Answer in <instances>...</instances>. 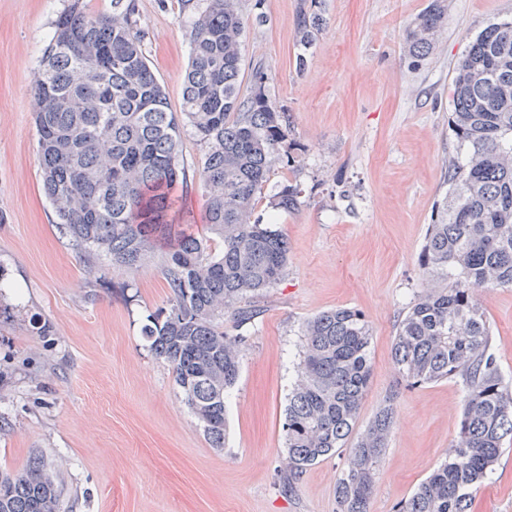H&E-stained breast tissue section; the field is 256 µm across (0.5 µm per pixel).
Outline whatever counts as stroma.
<instances>
[{
  "instance_id": "35a3bbf8",
  "label": "stroma",
  "mask_w": 512,
  "mask_h": 512,
  "mask_svg": "<svg viewBox=\"0 0 512 512\" xmlns=\"http://www.w3.org/2000/svg\"><path fill=\"white\" fill-rule=\"evenodd\" d=\"M73 1L0 0V468L42 454L59 471L58 512H337L346 454L309 467L289 492L275 473L303 325L349 307L371 333L358 424L384 403L395 410L368 510L394 512L443 459L464 409L460 378L407 386L391 351L402 315L430 283L420 254L448 188L453 69L471 37L512 18V0H446L434 49L419 61L407 47L430 0H315L322 23L305 49L295 28L304 0H240L241 89L250 92L264 68L266 92L290 121L253 213L287 237L288 267L242 352L220 450L141 334L167 306L160 259L91 275L42 191L33 82ZM134 4L145 56L180 111L190 56L180 0ZM205 153L184 130L175 220L217 250L204 218ZM287 184L299 187V206L273 211ZM479 300L512 383V288ZM474 512H512V441Z\"/></svg>"
}]
</instances>
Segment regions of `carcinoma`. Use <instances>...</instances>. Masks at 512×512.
<instances>
[{"label":"carcinoma","instance_id":"cac0c4a2","mask_svg":"<svg viewBox=\"0 0 512 512\" xmlns=\"http://www.w3.org/2000/svg\"><path fill=\"white\" fill-rule=\"evenodd\" d=\"M191 52L181 115L142 49L133 0H112V14L91 17L76 5L55 21L40 62L34 123L42 189L58 227L109 270L133 271L163 251L167 307L142 336L165 363L191 414L214 448L224 447L228 391L240 353L263 312L261 299L283 276L288 242L252 220L263 183L288 137V115L253 74L240 93L244 22L238 0H181ZM446 18L432 0L415 21L414 59L433 48ZM321 18L301 7L302 44ZM448 196L429 225L421 265L447 281L420 294L403 314L392 359L411 385L461 377L465 405L455 443L395 512H471L473 493L512 438V387L491 352L477 293L512 288V22L493 23L471 41L454 68ZM205 144L200 179L205 220L223 242L218 254L171 213L180 165L181 122ZM300 190L285 185L270 207L290 211ZM229 315L236 334L224 332ZM371 334L362 313L339 307L303 326V356L285 409L287 456L282 489L307 467L349 450L336 486L338 512H368L375 472L393 427L390 403L355 431L370 373ZM59 476L33 454L19 471L0 470V512H57Z\"/></svg>","mask_w":512,"mask_h":512}]
</instances>
